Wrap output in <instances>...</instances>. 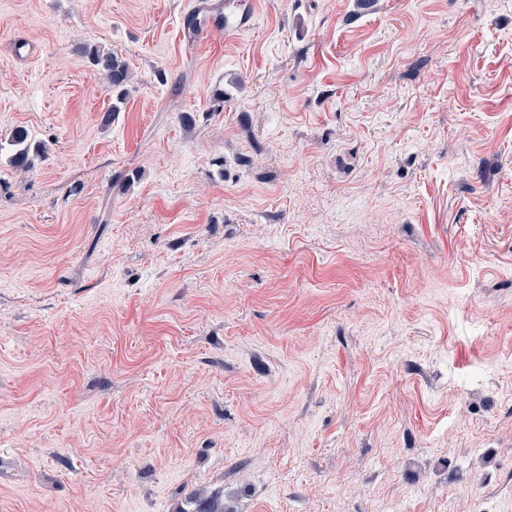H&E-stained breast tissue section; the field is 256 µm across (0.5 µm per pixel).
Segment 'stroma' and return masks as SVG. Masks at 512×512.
I'll return each mask as SVG.
<instances>
[{
  "label": "stroma",
  "instance_id": "35a3bbf8",
  "mask_svg": "<svg viewBox=\"0 0 512 512\" xmlns=\"http://www.w3.org/2000/svg\"><path fill=\"white\" fill-rule=\"evenodd\" d=\"M224 3L0 0V512H512V0ZM253 16L254 3L251 0H237L235 10L224 11V31L235 33L249 27ZM91 60L97 72L104 76L112 93L116 94L117 103H122L126 93V86L130 80L129 68L126 62L110 51L101 48L90 50ZM8 141V145L13 147V153L11 154L9 161L15 167L30 169L34 166V159L41 157L42 154H44V150H41L38 147L31 150L32 144L29 139V133L26 129H15Z\"/></svg>",
  "mask_w": 512,
  "mask_h": 512
}]
</instances>
